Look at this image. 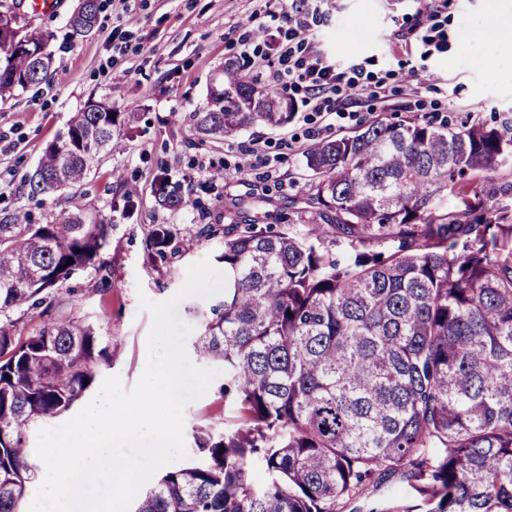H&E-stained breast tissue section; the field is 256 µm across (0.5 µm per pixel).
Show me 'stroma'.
Returning <instances> with one entry per match:
<instances>
[{"label":"stroma","mask_w":512,"mask_h":512,"mask_svg":"<svg viewBox=\"0 0 512 512\" xmlns=\"http://www.w3.org/2000/svg\"><path fill=\"white\" fill-rule=\"evenodd\" d=\"M78 4L63 0L57 13L34 17L23 0H0V11L12 12L20 26L50 34L57 61L46 81L0 101V219L28 210L39 224L69 216L110 224L102 256L112 266V288L99 294L94 272L79 273L68 283L70 308L118 344L97 380L116 375L130 388L144 370L151 325L140 296L155 302L171 298L188 266L215 259L236 220H255L262 230L299 222L297 209L307 191L306 125L298 111L286 126L254 125L217 142L202 143L192 134L190 117L206 105L225 61L245 60L239 39L256 32L249 17L260 0H100L98 23L83 34L68 25ZM318 8L315 32L325 54L385 79L393 89L374 100L366 88H357L347 105L349 117H329L330 136L354 134L376 119L404 120L415 114L418 96L438 102L441 114L458 122L512 119V71L492 58L475 62L467 49L475 22L508 30L512 11L488 0H448L438 21L453 32L456 47L429 53L422 42L406 46L391 37L404 23L427 22L423 0H320ZM91 99L110 103L116 112L137 113L135 129L121 131L83 185L31 199L25 176ZM201 159L211 161V168L198 171ZM162 168L181 182L184 208L157 205L151 183ZM116 169L137 188L133 213L110 206L106 188ZM155 224L173 225L177 237L175 252L153 264L145 241ZM204 226L212 236H200ZM223 384L216 379L187 406L186 447H193L196 428L219 433L235 419V409L220 396Z\"/></svg>","instance_id":"1"}]
</instances>
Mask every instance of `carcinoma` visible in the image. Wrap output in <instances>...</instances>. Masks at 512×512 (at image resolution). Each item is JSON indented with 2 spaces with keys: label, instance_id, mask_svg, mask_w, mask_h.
<instances>
[{
  "label": "carcinoma",
  "instance_id": "cac0c4a2",
  "mask_svg": "<svg viewBox=\"0 0 512 512\" xmlns=\"http://www.w3.org/2000/svg\"><path fill=\"white\" fill-rule=\"evenodd\" d=\"M81 0L69 25L98 20ZM50 35L0 12V100L54 68ZM213 106L192 115L200 140L288 123L295 103L224 63ZM126 121L89 102L26 180L31 198L82 185ZM512 159V127L412 117L374 120L306 151L312 227L297 235L236 225L216 256L224 298L203 316L197 355L224 366L236 420L194 436L199 458L166 471L133 512H344L391 477L414 491L368 512H512V210L478 192L448 210V189ZM159 205L187 204L164 169ZM110 225L79 217L0 224V512H23L38 463L30 424L69 411L112 361V342L59 312L21 338L11 313L42 316L75 274L100 260ZM177 231L153 225L146 258ZM73 263H68V260ZM262 480L253 478L255 469Z\"/></svg>",
  "mask_w": 512,
  "mask_h": 512
}]
</instances>
